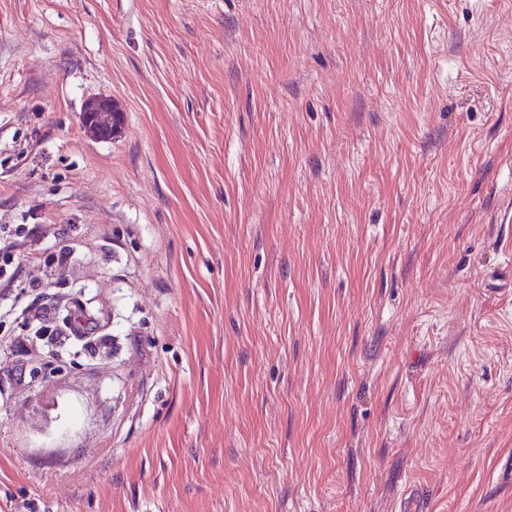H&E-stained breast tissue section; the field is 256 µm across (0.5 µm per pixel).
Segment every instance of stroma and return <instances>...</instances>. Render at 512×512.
<instances>
[{"mask_svg":"<svg viewBox=\"0 0 512 512\" xmlns=\"http://www.w3.org/2000/svg\"><path fill=\"white\" fill-rule=\"evenodd\" d=\"M19 224L0 512H512V0H0Z\"/></svg>","mask_w":512,"mask_h":512,"instance_id":"35a3bbf8","label":"stroma"}]
</instances>
